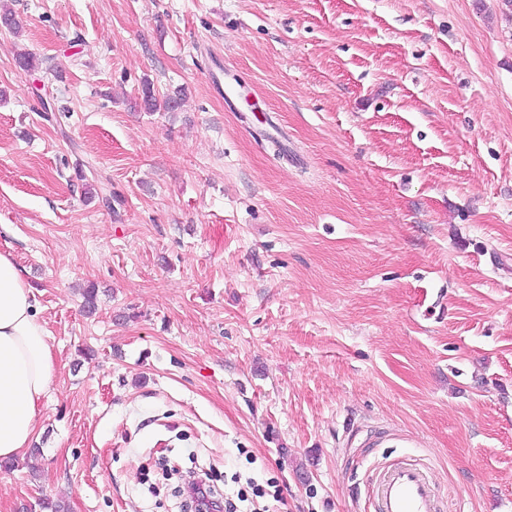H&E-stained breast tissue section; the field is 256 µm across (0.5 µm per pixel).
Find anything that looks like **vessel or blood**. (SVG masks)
Returning <instances> with one entry per match:
<instances>
[{"label":"vessel or blood","instance_id":"vessel-or-blood-1","mask_svg":"<svg viewBox=\"0 0 512 512\" xmlns=\"http://www.w3.org/2000/svg\"><path fill=\"white\" fill-rule=\"evenodd\" d=\"M372 512H446L444 498L429 467L398 457L369 466Z\"/></svg>","mask_w":512,"mask_h":512}]
</instances>
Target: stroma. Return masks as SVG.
<instances>
[{"mask_svg": "<svg viewBox=\"0 0 512 512\" xmlns=\"http://www.w3.org/2000/svg\"><path fill=\"white\" fill-rule=\"evenodd\" d=\"M4 2L0 252L57 375L0 512H180L165 458L369 512L390 455L512 512V10ZM182 96H184V89H178L161 98L156 94L151 82L145 81L141 88L139 105L148 112H154L160 106H163L168 112H174L179 108Z\"/></svg>", "mask_w": 512, "mask_h": 512, "instance_id": "stroma-1", "label": "stroma"}]
</instances>
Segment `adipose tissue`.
<instances>
[{
    "mask_svg": "<svg viewBox=\"0 0 512 512\" xmlns=\"http://www.w3.org/2000/svg\"><path fill=\"white\" fill-rule=\"evenodd\" d=\"M55 375L53 346L35 292L11 254L0 253L1 461L30 448Z\"/></svg>",
    "mask_w": 512,
    "mask_h": 512,
    "instance_id": "ef3b65f1",
    "label": "adipose tissue"
}]
</instances>
